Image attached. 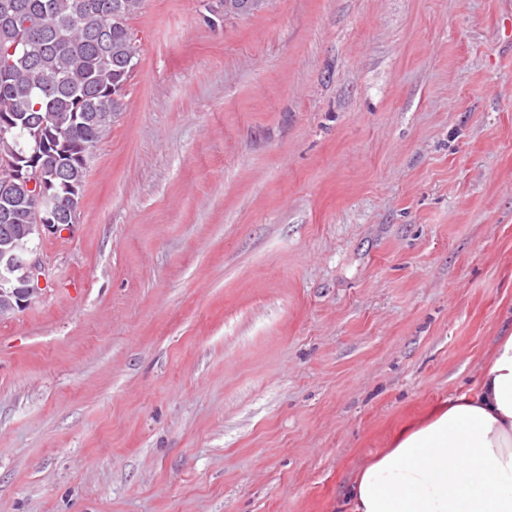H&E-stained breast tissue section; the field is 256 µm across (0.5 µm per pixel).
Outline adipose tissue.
Returning a JSON list of instances; mask_svg holds the SVG:
<instances>
[{"label":"adipose tissue","mask_w":512,"mask_h":512,"mask_svg":"<svg viewBox=\"0 0 512 512\" xmlns=\"http://www.w3.org/2000/svg\"><path fill=\"white\" fill-rule=\"evenodd\" d=\"M348 512H512V333L476 384L358 468Z\"/></svg>","instance_id":"1"}]
</instances>
